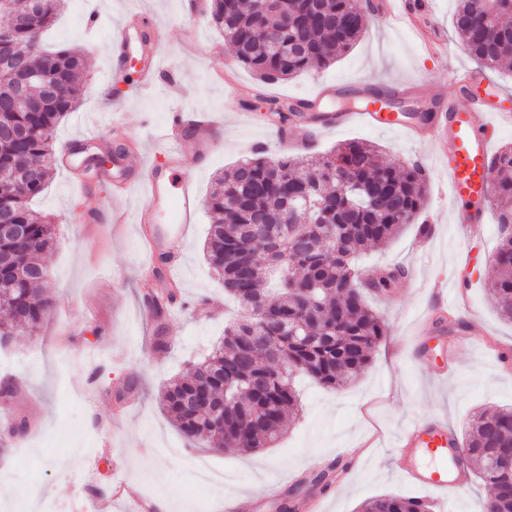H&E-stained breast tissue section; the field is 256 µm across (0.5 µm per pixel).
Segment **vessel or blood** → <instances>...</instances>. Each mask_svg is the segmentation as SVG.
<instances>
[{"instance_id": "obj_1", "label": "vessel or blood", "mask_w": 512, "mask_h": 512, "mask_svg": "<svg viewBox=\"0 0 512 512\" xmlns=\"http://www.w3.org/2000/svg\"><path fill=\"white\" fill-rule=\"evenodd\" d=\"M381 22L389 28L412 26L416 15L407 0H385ZM162 36L156 25L146 24L142 14L129 13L112 34V54L109 69L112 80L128 84L131 95L152 91L162 77ZM142 66L137 77H130L134 61ZM468 79L459 82L461 104L444 107L431 114L424 126L398 125L385 115L375 99L364 98L360 108L351 112H321L317 106L324 96L333 94V87L310 95V108L302 113L301 124L310 134L358 120L382 129L403 128L410 137H429L439 145V156L446 165L450 216L455 223L478 228L492 202V153L490 133L493 116L512 120V110L498 108L485 98L471 96ZM217 122L203 109L181 108L173 112L155 146L162 166L141 169L133 165L128 155L112 154V184L116 191L108 203L109 218L122 224L133 220L151 258L168 256L166 278L153 281L157 293L177 286L180 252L190 229L197 224L201 213L200 192L193 175L185 167L189 159L205 163L210 155V140ZM192 140L193 155H186L185 140ZM142 184L144 201L133 215H126L124 201L129 189ZM402 476L414 487L436 495L456 494L466 478L458 463L462 448L458 436L443 421L419 419L400 435Z\"/></svg>"}]
</instances>
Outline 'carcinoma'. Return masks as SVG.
I'll return each mask as SVG.
<instances>
[{"mask_svg":"<svg viewBox=\"0 0 512 512\" xmlns=\"http://www.w3.org/2000/svg\"><path fill=\"white\" fill-rule=\"evenodd\" d=\"M64 0H0V128L26 131L0 136V165L27 163L23 189L0 177V209L27 226L17 243L0 241V338L16 330L38 329L54 306L45 288L33 282L38 254L54 243L53 225L31 206L49 177L54 153L52 129L79 104L85 56L79 47L43 51L41 35ZM254 0H212L209 14L224 32L240 64L265 83H277L314 68L330 66L349 52L366 25L359 0H278L261 13ZM512 0H458L453 26L469 54L483 67L512 59ZM279 31L284 55L262 31ZM42 74L59 88L29 85L18 102L14 64ZM493 195L498 202L499 242L494 252L497 278L491 294L500 315L512 320V148L492 159ZM428 176L416 165L395 167L380 149L363 142L335 147L313 163L277 159L262 149L218 175L205 205L212 214L203 252L240 314L224 326V339L190 375L169 384L161 401L180 432L198 445L252 453L284 434L286 415L299 407L295 377L305 374L328 389L355 381L387 335L385 320L370 307L364 289L386 294L404 276L400 267L381 269L361 280L356 265L367 249L387 244L412 223L427 196ZM307 191L310 215L291 208ZM293 234H281L284 225ZM224 403V416L211 417L207 405ZM30 428L17 416L0 438L3 448ZM467 465L490 490L484 512H512V472L489 465L498 451L512 448V408L475 416L464 439ZM415 497L384 495L359 512H429Z\"/></svg>","mask_w":512,"mask_h":512,"instance_id":"obj_1","label":"carcinoma"}]
</instances>
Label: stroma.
I'll return each mask as SVG.
<instances>
[{"label":"stroma","instance_id":"35a3bbf8","mask_svg":"<svg viewBox=\"0 0 512 512\" xmlns=\"http://www.w3.org/2000/svg\"><path fill=\"white\" fill-rule=\"evenodd\" d=\"M432 2L446 46L432 50L428 35L383 28L376 17L379 0H365L368 24L352 50L329 67L267 86L238 63L223 32L186 11L183 0H66L44 44L53 50L82 33L88 67L78 108L54 127L51 139L56 148L75 144L81 151L73 167L52 162L51 178L33 202L55 226L54 246L41 257L53 309L37 333L0 346L11 358L0 367V379L14 378L21 387L15 402L0 404V423L19 412L32 421L30 434L0 454V471L12 475L0 485L1 503L16 496L46 498L63 512H85L104 491L112 497V512H128L138 502L151 510L161 500L169 512H223L228 500L234 512H277L279 500L306 512V491L295 482L315 458L343 470L319 512H358L379 496L414 495L399 472L397 448L412 421L435 417L461 436L477 414L512 407V321L501 317L488 290L495 276V216H488L479 235H464L449 215L433 142L350 124L323 132L307 158L355 140L379 146L393 165L421 156L429 166L416 223L358 261L362 269L398 265L406 271L391 290L400 307L390 299L371 302L389 334L365 372L344 389L301 380L302 409L279 442L247 457L231 448L192 447L163 410L160 395L222 340L224 321L235 312L203 256L209 215L201 213L183 247L182 304L166 323L167 349L156 352L143 312L141 269L148 257L134 224L109 223L105 204L112 185L86 162L88 153L104 151L103 137L112 131L110 104L122 108L125 147L140 149L147 166L156 162L154 137L170 112L204 108L223 118L209 162L188 166L205 197L215 176L250 157L254 144L281 156L264 94L302 100L334 81L357 91L401 89L409 108H435L424 95L428 87L438 88L443 100L457 99L451 73L480 65L452 28L456 0ZM132 10L164 31L161 65L176 78L139 97L115 85L105 101L98 88L108 75L109 32ZM78 179L86 182L84 192L73 188ZM422 223L430 225L428 235L419 234ZM463 268L469 285L459 291L447 332L422 329L435 284L453 286ZM446 358L452 369L443 375Z\"/></svg>","mask_w":512,"mask_h":512}]
</instances>
